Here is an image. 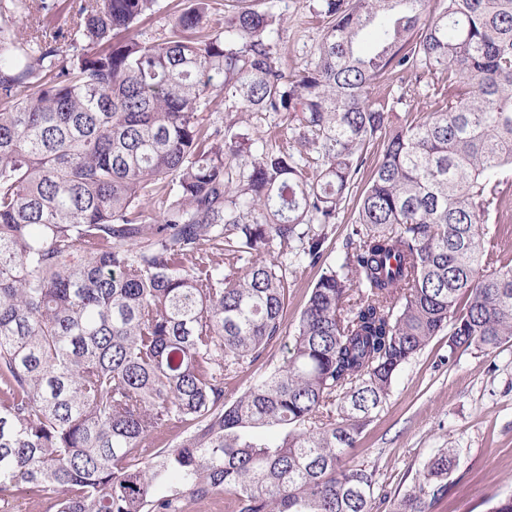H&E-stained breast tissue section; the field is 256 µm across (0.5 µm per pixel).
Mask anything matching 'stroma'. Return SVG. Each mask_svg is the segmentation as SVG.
Wrapping results in <instances>:
<instances>
[{
  "label": "stroma",
  "mask_w": 512,
  "mask_h": 512,
  "mask_svg": "<svg viewBox=\"0 0 512 512\" xmlns=\"http://www.w3.org/2000/svg\"><path fill=\"white\" fill-rule=\"evenodd\" d=\"M283 17L276 51L289 79L309 65L321 39L316 0H270ZM323 266L291 268L285 324L294 328ZM289 339L274 340L260 359L224 379L227 398L243 393L281 364ZM448 338L434 337L398 373L383 408L358 438L350 457L374 465L377 512H389L412 477L441 448L458 452L448 494L429 512H487L512 495V342L486 355L470 351L447 361Z\"/></svg>",
  "instance_id": "stroma-1"
}]
</instances>
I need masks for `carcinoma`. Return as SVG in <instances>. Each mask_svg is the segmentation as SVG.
Instances as JSON below:
<instances>
[{
    "instance_id": "obj_1",
    "label": "carcinoma",
    "mask_w": 512,
    "mask_h": 512,
    "mask_svg": "<svg viewBox=\"0 0 512 512\" xmlns=\"http://www.w3.org/2000/svg\"><path fill=\"white\" fill-rule=\"evenodd\" d=\"M0 0V501L54 512H373L348 449L398 371L448 332V360L512 341V0H320L288 79L282 19L256 0L170 34L159 0ZM434 76L392 126L377 84ZM226 112L289 120V144ZM378 147L344 255L312 288L282 365L228 400L224 377L283 336L288 268L326 259ZM186 426L173 447L159 441ZM455 449L393 512L448 493ZM178 3L179 0H161L160 11L138 27L139 38L147 42L163 39L170 29V10ZM50 495L44 492H30L24 498L14 502V508L8 512H53L49 509L51 500Z\"/></svg>"
}]
</instances>
